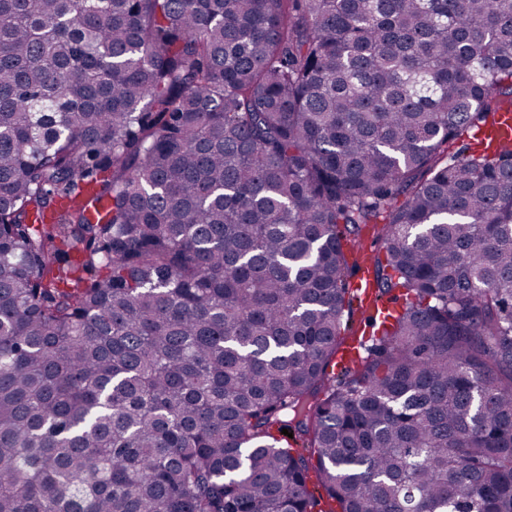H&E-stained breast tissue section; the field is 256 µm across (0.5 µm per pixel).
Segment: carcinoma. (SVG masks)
<instances>
[{
    "instance_id": "obj_1",
    "label": "carcinoma",
    "mask_w": 512,
    "mask_h": 512,
    "mask_svg": "<svg viewBox=\"0 0 512 512\" xmlns=\"http://www.w3.org/2000/svg\"><path fill=\"white\" fill-rule=\"evenodd\" d=\"M505 105L512 0H0V512H512ZM476 130V127L470 129L454 146L452 152L454 153L458 148L466 146L469 148L466 154H479L481 147H479L473 138V134ZM475 135L480 143H489L496 148L512 145V111L504 109L497 112L494 121L478 129ZM354 259L350 257L349 264L352 266ZM358 266H359V277H358V269L351 267L349 271L350 280H358L356 282V288H359V298L361 302L369 309L373 310L375 315H380L382 317V313H379L380 305H378L374 301V292L371 289V281H372V261L369 256L360 255L358 258Z\"/></svg>"
}]
</instances>
